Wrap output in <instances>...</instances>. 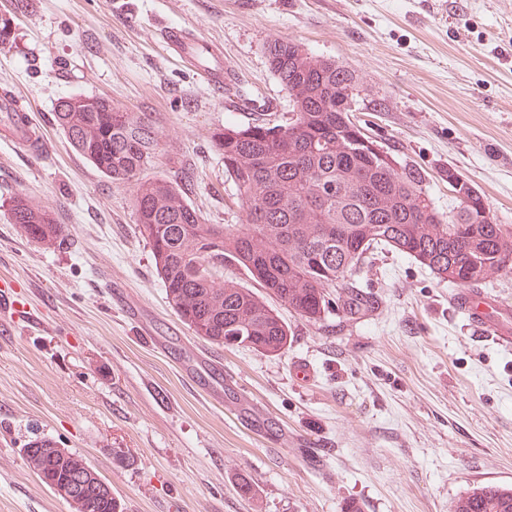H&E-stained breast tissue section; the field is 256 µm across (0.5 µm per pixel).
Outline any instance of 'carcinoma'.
<instances>
[{
    "label": "carcinoma",
    "instance_id": "obj_1",
    "mask_svg": "<svg viewBox=\"0 0 512 512\" xmlns=\"http://www.w3.org/2000/svg\"><path fill=\"white\" fill-rule=\"evenodd\" d=\"M264 52L293 103L292 117L284 124H226L212 134L243 224H205L184 185L144 177L158 147L146 115L120 112L94 96L64 97L55 107L78 154L113 181L136 182L138 235L152 246L168 302L194 335L218 346L239 336L240 346L279 356L288 350L284 310L321 324L335 311L353 319L374 309L353 275L380 246L463 288L512 275V231L483 212L485 198L469 181L448 171L474 204L454 201L444 214L420 168L394 169L353 146L361 129L343 102L363 92L354 71L290 40ZM9 212L26 238L48 249L65 243L64 226L25 196L14 195ZM202 260L213 273L194 272ZM226 263L244 269L261 291L222 280ZM25 454L49 488L83 463L50 440L28 442ZM449 512H512V488L477 486L452 501Z\"/></svg>",
    "mask_w": 512,
    "mask_h": 512
}]
</instances>
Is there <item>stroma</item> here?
Here are the masks:
<instances>
[{
  "label": "stroma",
  "instance_id": "obj_1",
  "mask_svg": "<svg viewBox=\"0 0 512 512\" xmlns=\"http://www.w3.org/2000/svg\"><path fill=\"white\" fill-rule=\"evenodd\" d=\"M170 28L223 47V91L168 57ZM276 40L355 71L356 120L424 172L440 211L453 169L512 229V0H0V91L42 137L33 153L0 127V512H73L31 470L35 438L85 458L122 512H448L474 487H512V351L468 328L453 285L384 251L355 275L368 315L289 318L275 357L212 345L168 303L134 184L55 120L78 95L147 114L151 175H189L204 223H243L210 136L288 119L264 55ZM17 192L64 225L63 248L20 235Z\"/></svg>",
  "mask_w": 512,
  "mask_h": 512
}]
</instances>
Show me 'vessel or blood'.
I'll list each match as a JSON object with an SVG mask.
<instances>
[{
    "label": "vessel or blood",
    "mask_w": 512,
    "mask_h": 512,
    "mask_svg": "<svg viewBox=\"0 0 512 512\" xmlns=\"http://www.w3.org/2000/svg\"><path fill=\"white\" fill-rule=\"evenodd\" d=\"M163 41L169 54L179 62L195 67L204 81L216 91L226 81L227 65L222 50L208 39L183 29H168ZM0 112L5 113L11 139L39 149L41 142L30 113L17 111L10 92L0 93ZM455 304L480 335L491 337L500 347L512 348V305L504 303L481 288L460 291Z\"/></svg>",
    "instance_id": "1"
}]
</instances>
